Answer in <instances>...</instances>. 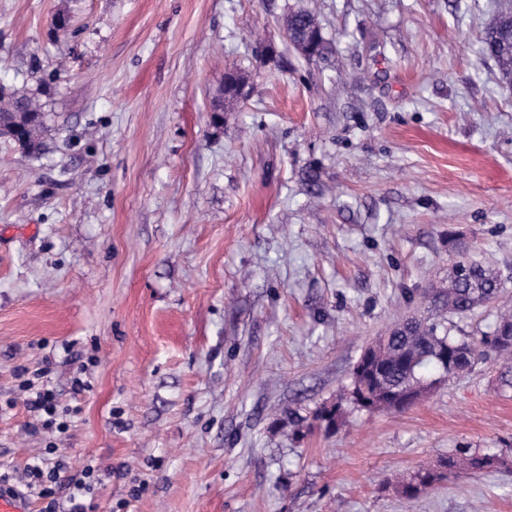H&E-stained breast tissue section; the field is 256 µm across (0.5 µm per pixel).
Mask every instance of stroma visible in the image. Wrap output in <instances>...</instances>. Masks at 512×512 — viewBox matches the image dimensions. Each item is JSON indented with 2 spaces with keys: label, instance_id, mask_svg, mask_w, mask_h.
<instances>
[{
  "label": "stroma",
  "instance_id": "stroma-1",
  "mask_svg": "<svg viewBox=\"0 0 512 512\" xmlns=\"http://www.w3.org/2000/svg\"><path fill=\"white\" fill-rule=\"evenodd\" d=\"M507 9L0 0V85L48 117L39 157L0 139V475L55 446L102 475L95 512H512V471L398 491L451 453L512 457L498 360L332 432L282 426L336 403L456 252L506 287L453 334L512 307V85L481 53ZM298 10L323 57L284 39ZM228 70L253 91L219 124ZM20 366L47 370L64 433L33 430ZM421 487V488H420ZM432 474L428 467L418 469L401 485V494L406 499H415L434 488Z\"/></svg>",
  "mask_w": 512,
  "mask_h": 512
}]
</instances>
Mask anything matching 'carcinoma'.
Instances as JSON below:
<instances>
[{"instance_id":"1","label":"carcinoma","mask_w":512,"mask_h":512,"mask_svg":"<svg viewBox=\"0 0 512 512\" xmlns=\"http://www.w3.org/2000/svg\"><path fill=\"white\" fill-rule=\"evenodd\" d=\"M482 53L499 65L502 78L512 81V37L508 30L493 25L483 41ZM47 117L28 94L0 88V138L13 143L29 154L43 149V133ZM454 261L462 269H452L448 285L425 297L422 314L405 320L385 340L366 346L353 367L349 401L366 410H397L396 397L414 384L435 376L436 381H451L454 376L490 354L509 360L512 352L500 345V337L512 336V311H502L493 331L479 342L467 337L450 335L445 321L438 318L444 312L464 317L496 299L502 292L499 272L490 266L458 255ZM342 416V404L324 406L314 419L331 427ZM449 468L458 472L484 473L509 465L512 461L478 451H462L443 459ZM433 488L432 474L424 467L401 485V494L415 499Z\"/></svg>"}]
</instances>
